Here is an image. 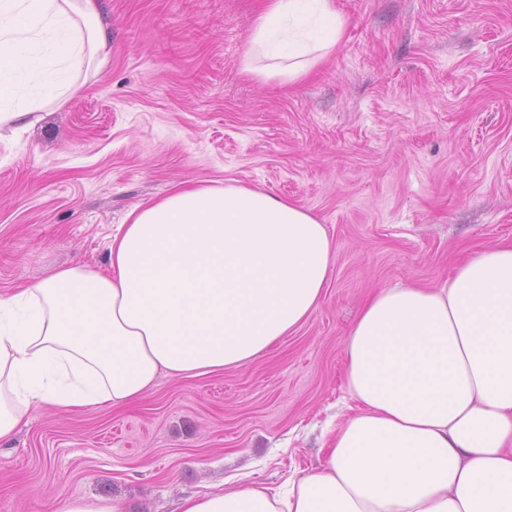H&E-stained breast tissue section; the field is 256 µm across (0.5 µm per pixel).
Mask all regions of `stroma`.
Here are the masks:
<instances>
[{
    "instance_id": "stroma-1",
    "label": "stroma",
    "mask_w": 512,
    "mask_h": 512,
    "mask_svg": "<svg viewBox=\"0 0 512 512\" xmlns=\"http://www.w3.org/2000/svg\"><path fill=\"white\" fill-rule=\"evenodd\" d=\"M347 29L290 86L241 71L256 0H103L112 54L26 130L0 128V291L101 270L128 210L246 185L333 240L319 309L246 366L161 378L135 405L32 410L0 444V512L58 495L179 512L326 460L343 349L374 288L433 284L512 239V0H336Z\"/></svg>"
}]
</instances>
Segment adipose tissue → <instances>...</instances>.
Instances as JSON below:
<instances>
[{"mask_svg":"<svg viewBox=\"0 0 512 512\" xmlns=\"http://www.w3.org/2000/svg\"><path fill=\"white\" fill-rule=\"evenodd\" d=\"M336 0H260L244 73L293 84L342 41ZM99 0H0V125H32L110 54ZM104 270L0 292V442L34 407L130 406L159 375L246 365L318 309L324 224L243 185L181 184L131 209ZM348 413L287 493L251 484L180 512H512V241L449 279L373 291L345 340Z\"/></svg>","mask_w":512,"mask_h":512,"instance_id":"obj_1","label":"adipose tissue"}]
</instances>
